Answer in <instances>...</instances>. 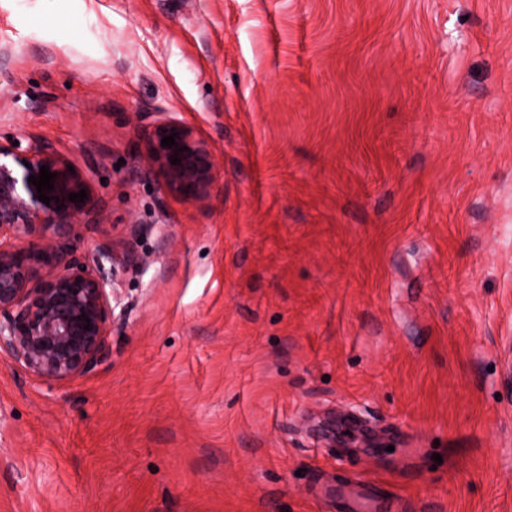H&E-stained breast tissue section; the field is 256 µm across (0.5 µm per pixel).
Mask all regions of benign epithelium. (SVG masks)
<instances>
[{
    "mask_svg": "<svg viewBox=\"0 0 512 512\" xmlns=\"http://www.w3.org/2000/svg\"><path fill=\"white\" fill-rule=\"evenodd\" d=\"M173 132L176 145L161 146ZM143 143L136 175L153 177L188 200L209 197L216 160L192 126L156 112ZM175 154L177 165L171 164ZM42 165L57 174L54 189L45 191L48 205L28 182ZM81 190L87 199H68ZM103 213L89 173L52 143L31 135L0 141V353L47 380L87 373L110 354L117 288L100 268L111 255L101 251L82 262L73 244L80 225L100 223Z\"/></svg>",
    "mask_w": 512,
    "mask_h": 512,
    "instance_id": "benign-epithelium-1",
    "label": "benign epithelium"
}]
</instances>
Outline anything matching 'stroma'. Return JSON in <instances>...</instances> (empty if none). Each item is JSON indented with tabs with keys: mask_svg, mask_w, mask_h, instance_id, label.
Wrapping results in <instances>:
<instances>
[{
	"mask_svg": "<svg viewBox=\"0 0 512 512\" xmlns=\"http://www.w3.org/2000/svg\"><path fill=\"white\" fill-rule=\"evenodd\" d=\"M1 49L119 303L90 373L0 354V512H512V0H0ZM156 112L206 200L134 176ZM337 495L344 499L347 512H394L392 498L368 484L361 483L351 492Z\"/></svg>",
	"mask_w": 512,
	"mask_h": 512,
	"instance_id": "stroma-1",
	"label": "stroma"
}]
</instances>
